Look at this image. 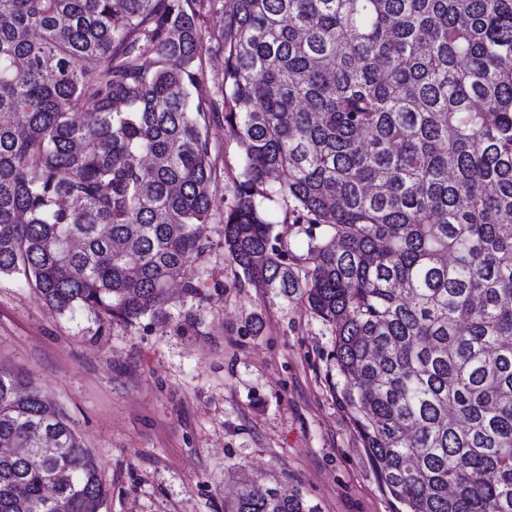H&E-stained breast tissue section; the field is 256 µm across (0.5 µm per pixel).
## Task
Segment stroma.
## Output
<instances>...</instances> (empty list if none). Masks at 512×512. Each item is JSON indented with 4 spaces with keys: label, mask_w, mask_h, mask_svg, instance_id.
Here are the masks:
<instances>
[{
    "label": "stroma",
    "mask_w": 512,
    "mask_h": 512,
    "mask_svg": "<svg viewBox=\"0 0 512 512\" xmlns=\"http://www.w3.org/2000/svg\"><path fill=\"white\" fill-rule=\"evenodd\" d=\"M223 170L206 248L166 317L60 315L0 279V369L20 370L97 458L101 512H224L242 484L301 490L320 512H398L329 381L334 337L300 299L241 285L224 208L242 151L211 125Z\"/></svg>",
    "instance_id": "stroma-1"
}]
</instances>
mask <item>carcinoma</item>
<instances>
[{"mask_svg":"<svg viewBox=\"0 0 512 512\" xmlns=\"http://www.w3.org/2000/svg\"><path fill=\"white\" fill-rule=\"evenodd\" d=\"M212 123L243 149L224 251L331 327L384 490L512 512V0H0V278L106 321L200 294ZM46 441L0 455V512H99L95 456L0 370V448ZM224 512L317 507L254 482ZM209 49L202 54L200 68L202 69L205 81L210 88L221 85L224 72V53L217 51L216 41L209 39L206 42Z\"/></svg>","mask_w":512,"mask_h":512,"instance_id":"cac0c4a2","label":"carcinoma"}]
</instances>
